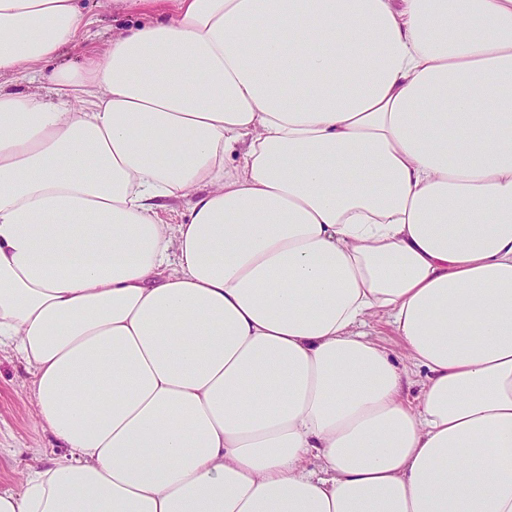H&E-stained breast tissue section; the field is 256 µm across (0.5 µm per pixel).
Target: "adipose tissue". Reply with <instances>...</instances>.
Returning <instances> with one entry per match:
<instances>
[{"instance_id":"ef3b65f1","label":"adipose tissue","mask_w":512,"mask_h":512,"mask_svg":"<svg viewBox=\"0 0 512 512\" xmlns=\"http://www.w3.org/2000/svg\"><path fill=\"white\" fill-rule=\"evenodd\" d=\"M2 347L0 512H512V0H0ZM95 24L91 26L90 38L83 41L75 49L67 48L63 51L55 66L59 67L63 64H77L83 59L84 54L88 50L100 45L106 39L112 37V33L116 34L123 29L133 18H129L126 14L116 13L108 9H94ZM366 330L370 332L374 339L385 345L391 352L394 363L399 367L407 365V361L404 359L399 346L398 337L394 335L390 326L384 321L373 320L366 327ZM32 376L10 350L0 352V490L18 489L27 465H46L60 453L48 433L35 427L30 402ZM42 460H44L42 462Z\"/></svg>"}]
</instances>
